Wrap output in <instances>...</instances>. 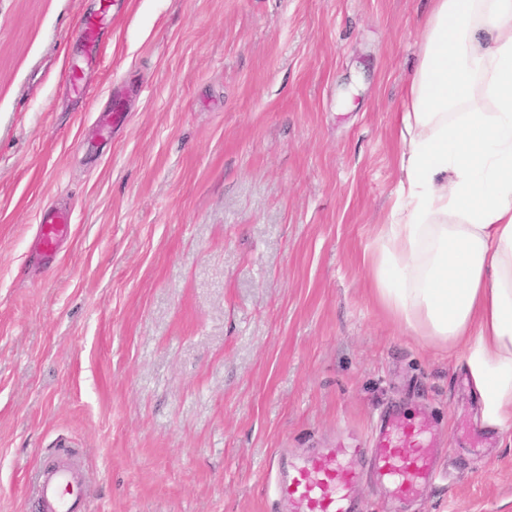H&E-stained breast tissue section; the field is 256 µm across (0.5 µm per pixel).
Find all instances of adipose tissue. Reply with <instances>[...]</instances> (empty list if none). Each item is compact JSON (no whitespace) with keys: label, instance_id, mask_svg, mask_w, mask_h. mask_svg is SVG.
Segmentation results:
<instances>
[{"label":"adipose tissue","instance_id":"adipose-tissue-1","mask_svg":"<svg viewBox=\"0 0 512 512\" xmlns=\"http://www.w3.org/2000/svg\"><path fill=\"white\" fill-rule=\"evenodd\" d=\"M401 177L372 293L462 353L489 427L512 420V0H431L397 127Z\"/></svg>","mask_w":512,"mask_h":512}]
</instances>
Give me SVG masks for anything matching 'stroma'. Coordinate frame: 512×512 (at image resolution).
<instances>
[{"instance_id": "stroma-1", "label": "stroma", "mask_w": 512, "mask_h": 512, "mask_svg": "<svg viewBox=\"0 0 512 512\" xmlns=\"http://www.w3.org/2000/svg\"><path fill=\"white\" fill-rule=\"evenodd\" d=\"M99 7L0 0V512L62 443L96 512H281L280 454L392 409L433 414L450 477L402 505L366 482L354 512H512V420L482 424L461 356L392 322L364 261L430 0H115L91 59ZM112 0H101V6L97 13L85 16L78 26V37L84 43L90 57L97 53L99 38L102 29L109 23L110 7ZM37 244L40 251L51 255L56 251L57 243L65 238L72 224V215L68 211L51 210L40 219Z\"/></svg>"}]
</instances>
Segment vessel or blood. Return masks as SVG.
<instances>
[{
	"label": "vessel or blood",
	"mask_w": 512,
	"mask_h": 512,
	"mask_svg": "<svg viewBox=\"0 0 512 512\" xmlns=\"http://www.w3.org/2000/svg\"><path fill=\"white\" fill-rule=\"evenodd\" d=\"M112 0H101L97 13L85 16L78 36L88 54H96L102 29L109 22ZM72 216L63 210L45 212L40 219L37 244L44 254H53L70 230ZM427 419L410 422L393 417L381 420L371 450L372 466L389 494L396 499L419 497L435 477L428 442ZM360 448L348 442L324 448L303 464L292 465L277 484L279 497L289 512H350L354 491L362 479L350 458ZM79 463L68 457L43 469L36 480L39 512H94L90 489L78 480Z\"/></svg>",
	"instance_id": "b4317fda"
}]
</instances>
